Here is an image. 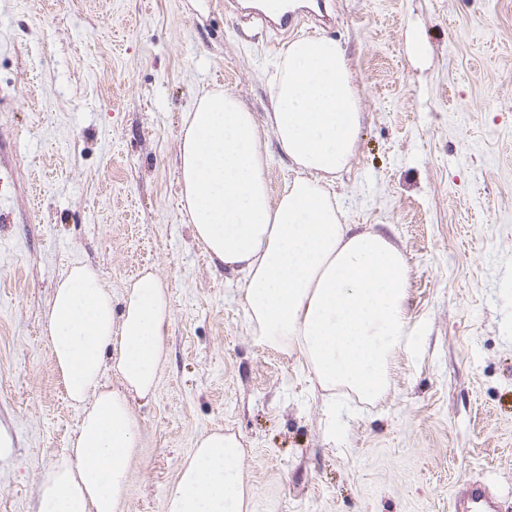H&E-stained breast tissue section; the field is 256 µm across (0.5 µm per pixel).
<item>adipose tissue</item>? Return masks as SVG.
Listing matches in <instances>:
<instances>
[{
    "instance_id": "ef3b65f1",
    "label": "adipose tissue",
    "mask_w": 512,
    "mask_h": 512,
    "mask_svg": "<svg viewBox=\"0 0 512 512\" xmlns=\"http://www.w3.org/2000/svg\"><path fill=\"white\" fill-rule=\"evenodd\" d=\"M271 96L262 124L234 94L215 90L198 100L180 139L183 207L213 266L242 274L258 342L300 352L322 389L382 399L396 353L415 347L409 266L384 232L343 223L328 191L349 166L362 123L341 43L323 35L291 42ZM273 141L295 173L275 199L266 182ZM171 320L169 290L152 272L127 285L118 318L95 269L74 264L60 275L47 344L79 425L42 477L37 512H123L138 446L130 400L154 397ZM242 453L234 436L203 434L181 464L165 512H249L237 468Z\"/></svg>"
}]
</instances>
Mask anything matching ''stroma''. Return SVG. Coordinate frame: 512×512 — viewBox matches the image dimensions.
Segmentation results:
<instances>
[{
  "label": "stroma",
  "mask_w": 512,
  "mask_h": 512,
  "mask_svg": "<svg viewBox=\"0 0 512 512\" xmlns=\"http://www.w3.org/2000/svg\"><path fill=\"white\" fill-rule=\"evenodd\" d=\"M364 121L331 191L410 267L416 336L382 400L330 392L259 344L241 274L210 265L179 203V139L215 87L265 121L287 45L224 0H0V512H36L79 415L45 338L52 288L95 268L122 310L141 271L168 286V360L133 400L124 512H164L203 433L243 446L250 512H449L462 479L512 512V0H328ZM416 30L420 56L407 49Z\"/></svg>",
  "instance_id": "35a3bbf8"
}]
</instances>
